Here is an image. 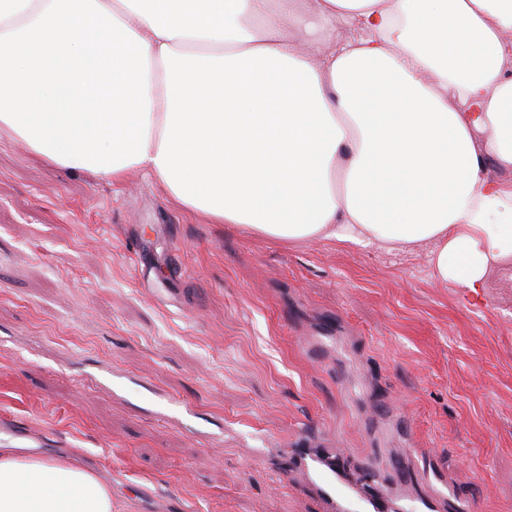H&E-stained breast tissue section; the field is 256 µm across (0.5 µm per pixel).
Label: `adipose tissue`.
<instances>
[{
    "label": "adipose tissue",
    "instance_id": "ef3b65f1",
    "mask_svg": "<svg viewBox=\"0 0 512 512\" xmlns=\"http://www.w3.org/2000/svg\"><path fill=\"white\" fill-rule=\"evenodd\" d=\"M1 132L212 224L425 250L477 299L512 267V0H0ZM0 512L112 490L0 448Z\"/></svg>",
    "mask_w": 512,
    "mask_h": 512
}]
</instances>
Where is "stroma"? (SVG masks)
I'll return each mask as SVG.
<instances>
[{
  "label": "stroma",
  "instance_id": "1",
  "mask_svg": "<svg viewBox=\"0 0 512 512\" xmlns=\"http://www.w3.org/2000/svg\"><path fill=\"white\" fill-rule=\"evenodd\" d=\"M2 418L112 512H331L311 456L391 510L512 512V277L476 303L424 255L210 224L1 133Z\"/></svg>",
  "mask_w": 512,
  "mask_h": 512
}]
</instances>
